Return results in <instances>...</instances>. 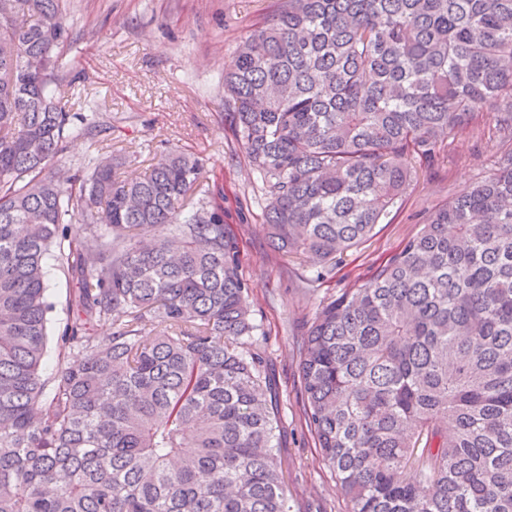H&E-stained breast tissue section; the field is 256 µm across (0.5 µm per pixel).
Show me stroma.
<instances>
[{
  "label": "stroma",
  "instance_id": "1",
  "mask_svg": "<svg viewBox=\"0 0 512 512\" xmlns=\"http://www.w3.org/2000/svg\"><path fill=\"white\" fill-rule=\"evenodd\" d=\"M73 38L59 76L96 105L106 140L69 139L53 168L69 177L88 171L90 157L121 159L120 175L141 174L171 147L194 152L204 171L187 209L224 205L237 235L240 272L251 286L259 348L271 362L281 421L280 455L292 512H348L331 470L304 421L299 359L307 323L321 302L366 277L374 262L416 232L428 210L488 176L501 144L493 111L481 141H456L433 173H419L389 223L338 260L328 279L308 286L309 260L273 253L265 200L241 143L224 119V72L248 34L269 18L277 0H63ZM223 197H216V189Z\"/></svg>",
  "mask_w": 512,
  "mask_h": 512
}]
</instances>
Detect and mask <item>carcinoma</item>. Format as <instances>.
I'll return each mask as SVG.
<instances>
[{
    "label": "carcinoma",
    "mask_w": 512,
    "mask_h": 512,
    "mask_svg": "<svg viewBox=\"0 0 512 512\" xmlns=\"http://www.w3.org/2000/svg\"><path fill=\"white\" fill-rule=\"evenodd\" d=\"M69 42L60 0H0V512H291L238 238L219 204L183 211L202 159L47 174L106 131L56 96ZM488 108L493 172L305 333V422L349 512H512V0H281L224 74L271 247L312 282ZM46 269L50 300L55 304L54 311L51 313L52 323L50 347L52 355L46 364V372L51 373L55 365L53 350L56 343V337L59 332V328H62L68 318L65 307L66 295L68 293V282L66 274L59 269L52 255H49L46 258Z\"/></svg>",
    "instance_id": "obj_1"
}]
</instances>
